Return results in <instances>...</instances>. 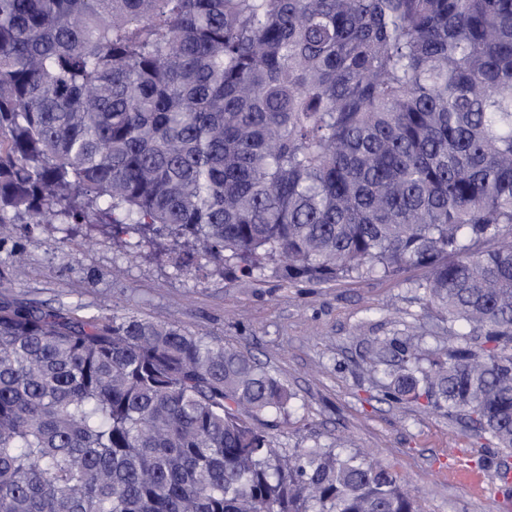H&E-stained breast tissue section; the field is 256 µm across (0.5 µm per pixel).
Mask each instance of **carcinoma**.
Here are the masks:
<instances>
[{"label":"carcinoma","mask_w":512,"mask_h":512,"mask_svg":"<svg viewBox=\"0 0 512 512\" xmlns=\"http://www.w3.org/2000/svg\"><path fill=\"white\" fill-rule=\"evenodd\" d=\"M170 237L179 269H426L385 397L512 449V0H0V245ZM509 236L490 251L481 242ZM0 283V512H417L365 453L285 454L242 350Z\"/></svg>","instance_id":"obj_1"}]
</instances>
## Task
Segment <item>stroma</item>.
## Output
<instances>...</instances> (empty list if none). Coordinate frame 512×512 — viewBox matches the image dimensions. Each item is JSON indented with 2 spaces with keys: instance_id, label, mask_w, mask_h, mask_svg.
<instances>
[{
  "instance_id": "obj_1",
  "label": "stroma",
  "mask_w": 512,
  "mask_h": 512,
  "mask_svg": "<svg viewBox=\"0 0 512 512\" xmlns=\"http://www.w3.org/2000/svg\"><path fill=\"white\" fill-rule=\"evenodd\" d=\"M18 265L26 276L12 290L15 299L135 314L252 354L295 395L291 414L272 430L278 447L290 452L342 441L397 471L420 512H504L485 492L498 481V448L448 415L386 400L374 370L371 342L404 323L421 327L428 354L443 346L445 321L423 309L412 289L424 269L329 284L271 274L231 280L207 263L180 273L146 245L122 253L104 224H46L1 246L0 276ZM458 449L482 483L452 472Z\"/></svg>"
}]
</instances>
